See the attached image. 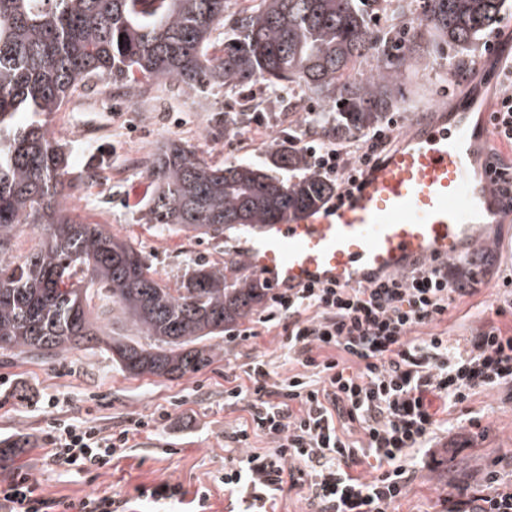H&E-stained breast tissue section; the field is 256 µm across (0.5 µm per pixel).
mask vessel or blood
<instances>
[{
  "label": "vessel or blood",
  "instance_id": "1",
  "mask_svg": "<svg viewBox=\"0 0 512 512\" xmlns=\"http://www.w3.org/2000/svg\"><path fill=\"white\" fill-rule=\"evenodd\" d=\"M509 58L512 41L493 40L464 94L410 122L343 201L251 227L239 247L247 270L281 289L356 286L478 251L491 228L512 221V201L487 172L499 97L489 68Z\"/></svg>",
  "mask_w": 512,
  "mask_h": 512
}]
</instances>
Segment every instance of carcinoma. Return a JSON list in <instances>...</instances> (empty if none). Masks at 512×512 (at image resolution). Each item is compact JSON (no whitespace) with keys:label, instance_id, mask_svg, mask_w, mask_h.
<instances>
[{"label":"carcinoma","instance_id":"obj_1","mask_svg":"<svg viewBox=\"0 0 512 512\" xmlns=\"http://www.w3.org/2000/svg\"><path fill=\"white\" fill-rule=\"evenodd\" d=\"M416 0H251L224 14L225 0H0V350L54 362L96 348L132 378L174 380L209 365L212 341L261 310L264 279L240 260L197 262L180 285L156 277L131 240L83 224L66 201L85 178L69 176L67 147L42 117L61 110L95 79L120 88L135 74L197 93L261 83L299 86L336 106L322 129L347 143L399 107L423 44L470 48L499 19L503 0H427L404 51L371 54L400 34ZM224 29V54L210 52ZM260 105L224 113V129ZM29 112V124L15 123ZM156 191L145 223L160 233L222 239L226 230L277 224L321 205L336 183L287 139L266 162L220 165L172 141L146 160ZM39 242L13 255L23 227ZM128 335H113L111 319Z\"/></svg>","mask_w":512,"mask_h":512}]
</instances>
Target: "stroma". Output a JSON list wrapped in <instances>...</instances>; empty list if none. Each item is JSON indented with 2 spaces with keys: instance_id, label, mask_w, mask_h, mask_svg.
<instances>
[{
  "instance_id": "stroma-1",
  "label": "stroma",
  "mask_w": 512,
  "mask_h": 512,
  "mask_svg": "<svg viewBox=\"0 0 512 512\" xmlns=\"http://www.w3.org/2000/svg\"><path fill=\"white\" fill-rule=\"evenodd\" d=\"M448 55L442 43L427 44L416 79L398 87L403 106L388 113L386 122L404 130L421 109L463 93L470 76L457 73L444 78ZM243 98V91L237 89L195 94L174 82L152 86L147 97L130 98L111 82L92 81L86 93L47 119L50 135L70 148L73 176L84 174L97 161L105 163L100 180L86 183L67 201L72 216L132 238L158 277L171 287L181 281L191 262L223 261L224 246L184 233L161 235L143 223L154 185L140 159L180 139L213 162H259L284 135L307 139L305 124L321 109L314 97L300 91L295 95L300 126L289 127L287 114L270 105L251 123L225 132V111ZM504 269L497 249L485 250L476 291L448 312L450 344L463 342L486 319L495 317L497 285ZM243 326L250 329V336L225 334L209 366L176 380L128 377L105 354L89 348L54 363L23 354L0 356V440L26 443L16 467L29 470L51 498L80 499L103 492L130 498L138 485L168 480L192 494L208 490L207 500L195 505L194 512H237L238 502L225 494L217 479L230 463L224 434L248 413L243 406L225 405L224 378L242 375L259 356L281 374L300 370L286 360L279 329L265 326L256 316ZM49 395L56 398V408H45L43 400ZM504 396L501 389L482 391L469 404L442 413L446 426L434 437L436 458L417 465L396 512H442L450 479L477 481L494 461L512 453V403ZM159 407L168 409L170 418L152 433H136L124 456L99 474L50 467L44 460L49 418L71 423L94 418L117 431Z\"/></svg>"
}]
</instances>
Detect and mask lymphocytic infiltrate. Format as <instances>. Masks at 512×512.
<instances>
[{
  "label": "lymphocytic infiltrate",
  "mask_w": 512,
  "mask_h": 512,
  "mask_svg": "<svg viewBox=\"0 0 512 512\" xmlns=\"http://www.w3.org/2000/svg\"><path fill=\"white\" fill-rule=\"evenodd\" d=\"M500 78L506 92L489 121L496 144L512 151V63ZM390 143L389 132L379 130L355 154L321 139L305 141L301 151L346 189L388 154ZM463 270L452 262L366 286L309 285L272 294L265 320L282 326L287 357L301 371L285 377L259 357L245 371L247 385L224 391L225 402L244 405L249 414L224 436L237 456L220 478L243 512H268L287 487L307 490L315 512H392L431 449L439 406L456 408L512 383V333L497 322L512 312V273L497 293L495 318L464 346L449 345L447 331L432 329L467 296L457 285ZM421 328L426 336H418ZM168 417L157 410L117 432L92 420L50 419L45 460L87 473L104 469L125 452L131 432L154 429ZM352 426L361 440L345 437ZM259 434L272 446L251 451ZM129 504L108 493L50 499L22 470L0 485V512H127ZM444 504L447 512H512V481L492 468L475 489L446 496Z\"/></svg>",
  "instance_id": "f902f5d3"
}]
</instances>
